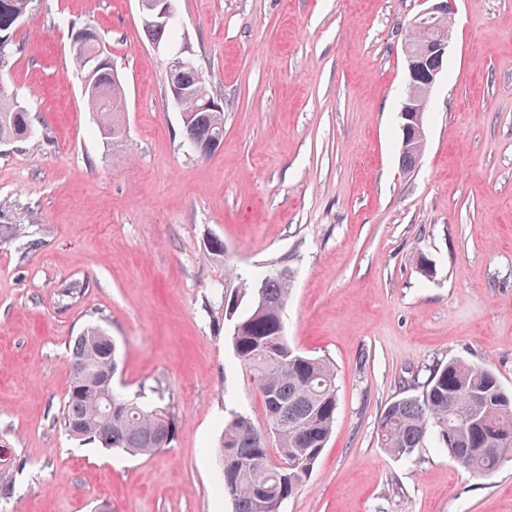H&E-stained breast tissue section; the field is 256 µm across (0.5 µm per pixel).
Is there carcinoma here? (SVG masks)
I'll use <instances>...</instances> for the list:
<instances>
[{
    "label": "carcinoma",
    "mask_w": 512,
    "mask_h": 512,
    "mask_svg": "<svg viewBox=\"0 0 512 512\" xmlns=\"http://www.w3.org/2000/svg\"><path fill=\"white\" fill-rule=\"evenodd\" d=\"M31 0H0V73L22 53L13 31ZM73 56L81 71L88 107L97 113L105 138L123 135V84L112 73V57L90 26L72 28ZM182 118L186 139L202 156L224 141V108L197 66L180 70ZM34 129L29 113L0 88V143L22 142ZM237 287L221 296L218 309L230 322V341L264 403L266 430L233 411L224 419L219 444L223 490L234 512H281L310 477L329 441L336 418L337 373L327 358L305 354L284 335L283 311L291 280L288 270L262 273L227 266ZM118 349L100 325L86 326L75 338L70 357L71 381L61 425L76 439L106 449L152 456L168 447L174 422L167 408L150 405L141 395L126 396V405L112 410L106 375L117 370ZM512 410V393L491 370L450 361L430 373L421 391L405 395L383 410L378 440L396 457H410L434 435L462 467L489 474L512 458V425L503 418ZM277 442L272 457L267 436ZM474 448L492 452L474 455Z\"/></svg>",
    "instance_id": "1"
}]
</instances>
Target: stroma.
Segmentation results:
<instances>
[{
    "label": "stroma",
    "instance_id": "35a3bbf8",
    "mask_svg": "<svg viewBox=\"0 0 512 512\" xmlns=\"http://www.w3.org/2000/svg\"><path fill=\"white\" fill-rule=\"evenodd\" d=\"M456 5L407 171L402 42L422 0H177L158 45L139 0H32L0 76L35 130L0 144V222L16 227L0 241V512H232L224 417L261 427L265 411L213 309L229 263L288 269V342L337 371L332 434L284 512H512V461L482 476L436 440L404 459L377 438L385 406L450 360L512 391V0ZM85 24L126 91L113 144L73 62ZM178 56L223 100L208 156L166 89ZM91 323L118 346L114 384L172 413L155 456L60 426L69 348Z\"/></svg>",
    "mask_w": 512,
    "mask_h": 512
}]
</instances>
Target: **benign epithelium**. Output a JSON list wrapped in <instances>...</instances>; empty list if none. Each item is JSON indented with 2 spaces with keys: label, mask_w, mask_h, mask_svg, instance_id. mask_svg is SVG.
Segmentation results:
<instances>
[{
  "label": "benign epithelium",
  "mask_w": 512,
  "mask_h": 512,
  "mask_svg": "<svg viewBox=\"0 0 512 512\" xmlns=\"http://www.w3.org/2000/svg\"><path fill=\"white\" fill-rule=\"evenodd\" d=\"M175 0H153L150 8L154 9V19L162 24L174 17ZM457 0H431V5L419 12L408 24L410 33L419 34L422 43L415 51L411 50L410 42L403 44V52L407 61L408 78L405 97L400 109L402 151L414 152L422 156L425 146L415 140L413 133L424 131V116L428 99L422 92L419 74L427 73L426 85L435 84L437 76L443 70L448 56V45L452 34L440 32L434 37L427 35L432 21L453 20L457 11Z\"/></svg>",
  "instance_id": "obj_1"
}]
</instances>
